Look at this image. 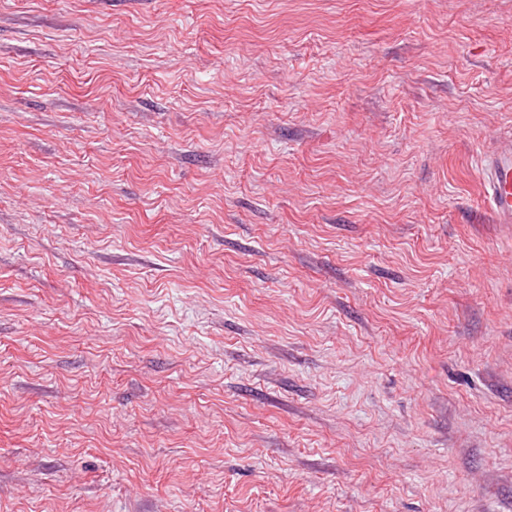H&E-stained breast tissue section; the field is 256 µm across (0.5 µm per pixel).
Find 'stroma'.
<instances>
[{
  "label": "stroma",
  "mask_w": 512,
  "mask_h": 512,
  "mask_svg": "<svg viewBox=\"0 0 512 512\" xmlns=\"http://www.w3.org/2000/svg\"><path fill=\"white\" fill-rule=\"evenodd\" d=\"M512 0H0V512H512ZM485 202L501 224L512 223V147L497 150L482 165Z\"/></svg>",
  "instance_id": "obj_1"
}]
</instances>
